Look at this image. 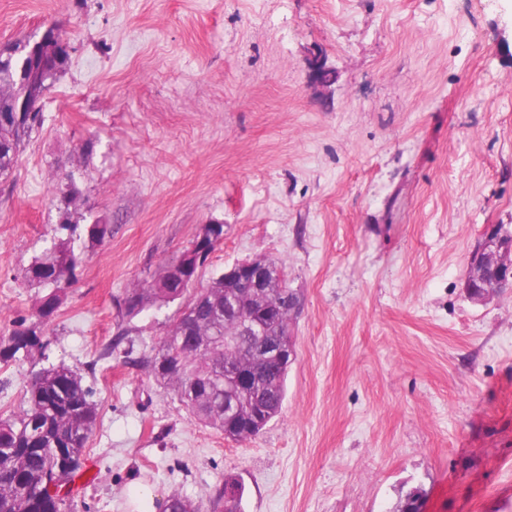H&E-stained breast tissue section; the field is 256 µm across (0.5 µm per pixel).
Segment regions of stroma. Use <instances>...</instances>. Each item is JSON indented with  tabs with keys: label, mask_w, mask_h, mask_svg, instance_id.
<instances>
[{
	"label": "stroma",
	"mask_w": 512,
	"mask_h": 512,
	"mask_svg": "<svg viewBox=\"0 0 512 512\" xmlns=\"http://www.w3.org/2000/svg\"><path fill=\"white\" fill-rule=\"evenodd\" d=\"M55 22L70 62L0 178V335L73 175L74 219L112 235L76 241L42 328L99 407L72 512H138L143 489L205 506L228 475L244 512H393L415 488L425 512H512V288L463 291L485 228L512 232V0H0V44ZM207 224L203 280L264 255L302 299L282 410L244 442L135 363L178 303L98 357L116 297ZM30 369L0 364V415Z\"/></svg>",
	"instance_id": "35a3bbf8"
}]
</instances>
